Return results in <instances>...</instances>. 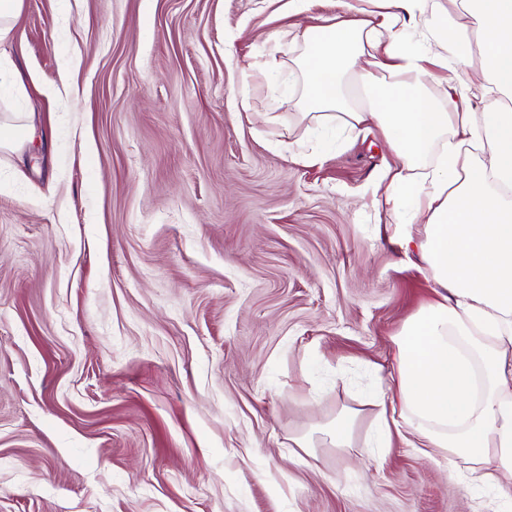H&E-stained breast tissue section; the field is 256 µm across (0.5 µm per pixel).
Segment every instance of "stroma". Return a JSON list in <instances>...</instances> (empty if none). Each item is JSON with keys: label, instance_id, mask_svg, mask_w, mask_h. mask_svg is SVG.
<instances>
[{"label": "stroma", "instance_id": "obj_1", "mask_svg": "<svg viewBox=\"0 0 512 512\" xmlns=\"http://www.w3.org/2000/svg\"><path fill=\"white\" fill-rule=\"evenodd\" d=\"M374 0H24L0 51V512H470L369 392L435 285L373 123L293 105V32ZM354 418L346 446L327 428ZM24 91L25 86L17 68L12 63L4 62L0 54V97L18 99ZM17 127L23 128L26 133V136L24 139V144H25V142L30 143L32 141V138H33V135L35 132L34 126H33V124L28 123L25 119L19 118V119L15 120V122L8 123V124L7 123L2 124V122H1V125H0V149L1 150L8 149V150L15 152L20 149L21 144H18L11 137V131Z\"/></svg>", "mask_w": 512, "mask_h": 512}]
</instances>
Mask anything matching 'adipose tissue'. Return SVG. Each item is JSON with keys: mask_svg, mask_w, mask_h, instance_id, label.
<instances>
[{"mask_svg": "<svg viewBox=\"0 0 512 512\" xmlns=\"http://www.w3.org/2000/svg\"><path fill=\"white\" fill-rule=\"evenodd\" d=\"M451 2L385 0L376 19L304 27L297 105L383 130L397 162L379 186L397 242L436 286L395 338L377 447L396 434L428 457H465L471 482L498 488L512 483V0ZM426 14L448 57L405 36ZM479 78L504 105L448 112L425 96L437 83L464 100Z\"/></svg>", "mask_w": 512, "mask_h": 512, "instance_id": "1", "label": "adipose tissue"}]
</instances>
